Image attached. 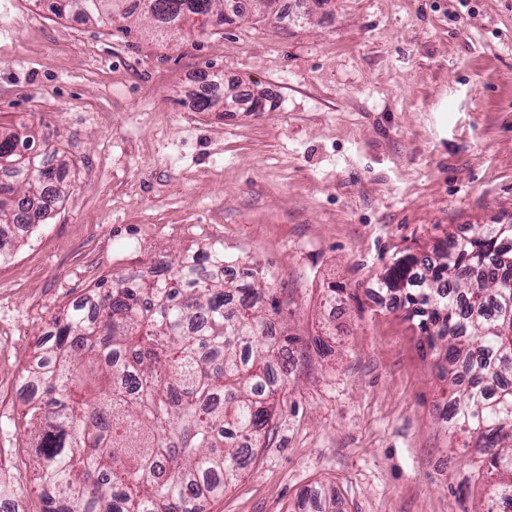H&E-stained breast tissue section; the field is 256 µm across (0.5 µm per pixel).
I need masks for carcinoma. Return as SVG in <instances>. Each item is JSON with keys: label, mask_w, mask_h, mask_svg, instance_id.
Instances as JSON below:
<instances>
[{"label": "carcinoma", "mask_w": 512, "mask_h": 512, "mask_svg": "<svg viewBox=\"0 0 512 512\" xmlns=\"http://www.w3.org/2000/svg\"><path fill=\"white\" fill-rule=\"evenodd\" d=\"M54 0L112 25L143 0ZM142 16L178 28L221 0H148ZM67 164L34 130H0V257L65 193ZM418 318L440 368L464 384L451 427L496 473L487 512L512 504V228L474 224L431 253L407 254L382 278ZM280 302L257 273L225 271L211 250L142 273L102 279L56 323L23 375L30 469L47 489L42 512H200L224 495L274 435L276 367L299 338L282 334Z\"/></svg>", "instance_id": "1"}]
</instances>
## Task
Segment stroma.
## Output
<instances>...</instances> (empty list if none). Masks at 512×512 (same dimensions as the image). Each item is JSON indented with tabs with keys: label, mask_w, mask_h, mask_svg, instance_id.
<instances>
[{
	"label": "stroma",
	"mask_w": 512,
	"mask_h": 512,
	"mask_svg": "<svg viewBox=\"0 0 512 512\" xmlns=\"http://www.w3.org/2000/svg\"><path fill=\"white\" fill-rule=\"evenodd\" d=\"M0 0V127L54 133L70 190L0 263L14 373L98 281L214 247L257 267L289 334L276 429L204 512H486L440 412L456 392L381 279L473 224H512V0H331L298 23L224 11L189 38ZM241 97L202 112V90ZM259 100L262 109L250 108ZM342 289L335 308L329 288ZM0 394V448L28 458Z\"/></svg>",
	"instance_id": "1"
}]
</instances>
